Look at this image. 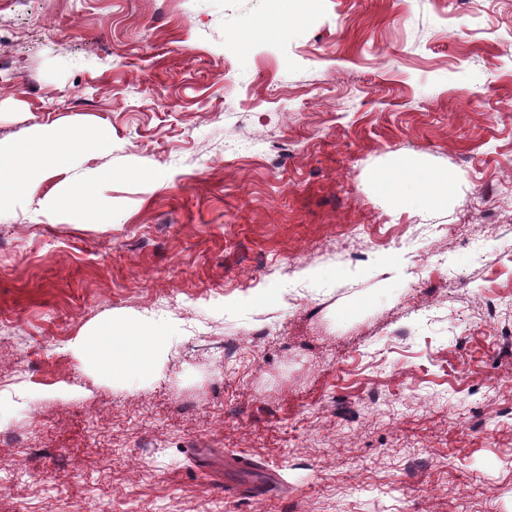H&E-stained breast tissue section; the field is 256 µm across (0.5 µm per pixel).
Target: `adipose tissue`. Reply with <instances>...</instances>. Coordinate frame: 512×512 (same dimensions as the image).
<instances>
[{
  "mask_svg": "<svg viewBox=\"0 0 512 512\" xmlns=\"http://www.w3.org/2000/svg\"><path fill=\"white\" fill-rule=\"evenodd\" d=\"M111 139L107 126L90 131L61 123L38 127L22 140L0 139V218L13 215L18 204L37 195L40 213L47 218L65 217L85 227L111 222L107 205L95 199L98 187L111 182V173L87 177L69 165L78 151ZM48 181L52 189L41 192ZM177 329L175 322L153 314L119 319L80 336L72 348L101 371L135 376L153 369Z\"/></svg>",
  "mask_w": 512,
  "mask_h": 512,
  "instance_id": "ef3b65f1",
  "label": "adipose tissue"
}]
</instances>
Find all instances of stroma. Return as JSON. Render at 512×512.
I'll return each instance as SVG.
<instances>
[{"mask_svg":"<svg viewBox=\"0 0 512 512\" xmlns=\"http://www.w3.org/2000/svg\"><path fill=\"white\" fill-rule=\"evenodd\" d=\"M0 60L114 172L0 222V512H512V0H0ZM152 313L156 375L68 349Z\"/></svg>","mask_w":512,"mask_h":512,"instance_id":"1","label":"stroma"}]
</instances>
